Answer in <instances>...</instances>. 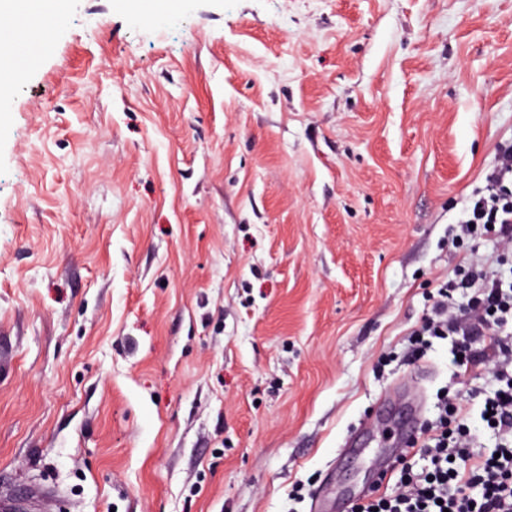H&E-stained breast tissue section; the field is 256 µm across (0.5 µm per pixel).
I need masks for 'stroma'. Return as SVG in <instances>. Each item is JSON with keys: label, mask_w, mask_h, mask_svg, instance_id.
I'll return each instance as SVG.
<instances>
[{"label": "stroma", "mask_w": 512, "mask_h": 512, "mask_svg": "<svg viewBox=\"0 0 512 512\" xmlns=\"http://www.w3.org/2000/svg\"><path fill=\"white\" fill-rule=\"evenodd\" d=\"M72 0L0 91V495L32 512H334L390 410L497 383L415 347L512 140V0Z\"/></svg>", "instance_id": "1"}]
</instances>
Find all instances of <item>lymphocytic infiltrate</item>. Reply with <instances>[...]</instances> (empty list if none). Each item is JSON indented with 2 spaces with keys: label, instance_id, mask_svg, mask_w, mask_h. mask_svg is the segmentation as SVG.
<instances>
[{
  "label": "lymphocytic infiltrate",
  "instance_id": "lymphocytic-infiltrate-1",
  "mask_svg": "<svg viewBox=\"0 0 512 512\" xmlns=\"http://www.w3.org/2000/svg\"><path fill=\"white\" fill-rule=\"evenodd\" d=\"M485 182L458 219L460 234L480 232L512 247V142L498 146ZM468 288L476 296L457 307L455 292ZM511 326L512 281L475 266L439 284L420 333L489 337L484 349L462 348L459 359L466 369L492 372L500 383L484 403L488 425L502 438L499 453L471 459L466 432L449 431L447 419H440L420 443L427 468L406 469L397 492L355 503L352 512H512V338L505 336Z\"/></svg>",
  "mask_w": 512,
  "mask_h": 512
}]
</instances>
